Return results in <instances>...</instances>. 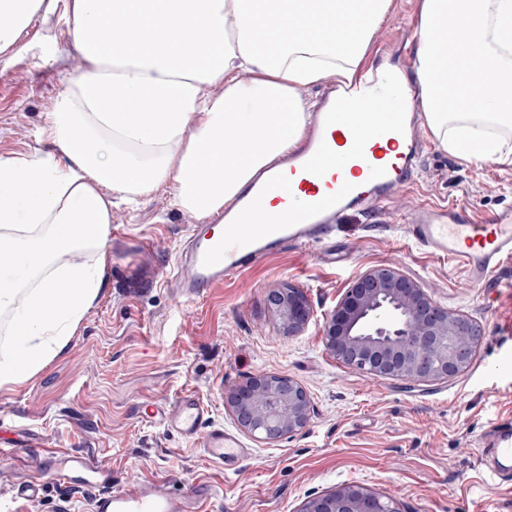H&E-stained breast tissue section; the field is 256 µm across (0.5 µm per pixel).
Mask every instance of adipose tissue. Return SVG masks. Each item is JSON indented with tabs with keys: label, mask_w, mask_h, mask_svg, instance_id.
<instances>
[{
	"label": "adipose tissue",
	"mask_w": 512,
	"mask_h": 512,
	"mask_svg": "<svg viewBox=\"0 0 512 512\" xmlns=\"http://www.w3.org/2000/svg\"><path fill=\"white\" fill-rule=\"evenodd\" d=\"M389 0H66L83 69L42 130L49 151L0 157V314L11 340L0 387L68 346L105 283L109 192L135 202L164 183L172 204L213 217L274 158L297 147L309 102L298 90L364 63ZM46 0H0V56ZM293 22L267 44L260 25ZM465 22L441 55L438 28ZM335 23L337 36L317 39ZM155 30L153 41L139 37ZM482 72L457 78L462 57ZM414 81L423 123L465 162L512 156V0H423ZM222 85L216 95L204 86Z\"/></svg>",
	"instance_id": "obj_1"
}]
</instances>
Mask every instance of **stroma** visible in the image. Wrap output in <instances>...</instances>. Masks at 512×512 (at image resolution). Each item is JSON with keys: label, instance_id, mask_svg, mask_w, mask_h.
Segmentation results:
<instances>
[{"label": "stroma", "instance_id": "stroma-1", "mask_svg": "<svg viewBox=\"0 0 512 512\" xmlns=\"http://www.w3.org/2000/svg\"><path fill=\"white\" fill-rule=\"evenodd\" d=\"M0 70V157L48 150L41 130L69 78L84 66L62 9L22 31ZM415 178L335 233L291 245L225 277L204 297L175 290L173 271L195 215L161 185L137 205L112 199L111 262L105 286L62 355L31 379L0 388V512H90V494L52 480L36 500L14 498L44 449L84 453L111 466V490L162 481L179 495L202 486L211 512H300L317 494L352 483L398 498L404 512H512V484L491 481L480 453L494 423L512 419V263L480 286L447 259L414 243L408 215L418 207L463 204L487 218L512 207V157L468 164L426 136ZM393 266L442 307L481 322L485 339L455 378L428 384L370 376L329 353L324 325L352 281ZM302 290L312 308L303 332L285 336L268 297ZM301 383L308 426L280 441L250 435L239 470L143 418L193 389L216 424L238 425L224 395L252 374Z\"/></svg>", "mask_w": 512, "mask_h": 512}]
</instances>
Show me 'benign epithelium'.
I'll return each instance as SVG.
<instances>
[{"instance_id": "7a95c632", "label": "benign epithelium", "mask_w": 512, "mask_h": 512, "mask_svg": "<svg viewBox=\"0 0 512 512\" xmlns=\"http://www.w3.org/2000/svg\"><path fill=\"white\" fill-rule=\"evenodd\" d=\"M269 302L284 333L296 336L312 317L298 288L274 290ZM325 346L343 365L376 377L432 383L454 378L470 365L484 340L483 327L439 306L392 266L373 268L352 281L327 319ZM239 427L262 441L281 440L307 427L310 397L298 381L256 373L225 394ZM300 512H404L391 496L343 484L308 499Z\"/></svg>"}]
</instances>
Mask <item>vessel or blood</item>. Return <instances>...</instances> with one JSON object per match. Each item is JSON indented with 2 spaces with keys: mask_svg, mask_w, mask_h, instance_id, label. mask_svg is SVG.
<instances>
[{
  "mask_svg": "<svg viewBox=\"0 0 512 512\" xmlns=\"http://www.w3.org/2000/svg\"><path fill=\"white\" fill-rule=\"evenodd\" d=\"M375 99L382 102L383 113H370L355 126L342 123V113L354 111L356 102ZM416 100V91L402 86L393 72L366 71L351 83L330 85L313 114L305 146L272 163L225 208V233L214 235L207 224L194 226L174 272L180 294L199 297L231 273L320 232L335 231L350 212L370 210L403 191L413 180L420 149ZM393 149L399 152L396 164L385 160ZM270 198L284 203V210L266 212ZM410 234L429 252L455 262L477 285L512 259V207L482 219L464 206H425L411 218ZM154 416L224 468L235 467L249 454L237 435L213 421L194 391L180 392ZM481 454L495 460L489 474L512 479L511 471L499 467L512 460L511 419L495 425ZM45 475L91 491L94 512H207L204 495L179 496L163 483L137 482L110 491L111 470L56 448L46 449L37 477L20 482L17 496L38 498Z\"/></svg>",
  "mask_w": 512,
  "mask_h": 512,
  "instance_id": "b4317fda",
  "label": "vessel or blood"
}]
</instances>
